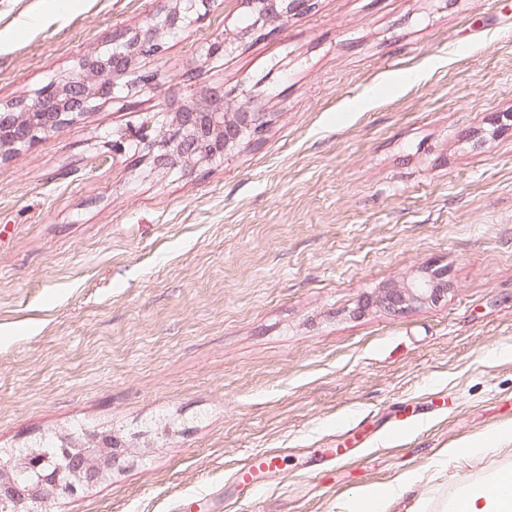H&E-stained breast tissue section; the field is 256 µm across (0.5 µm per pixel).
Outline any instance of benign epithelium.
Masks as SVG:
<instances>
[{
  "instance_id": "benign-epithelium-1",
  "label": "benign epithelium",
  "mask_w": 512,
  "mask_h": 512,
  "mask_svg": "<svg viewBox=\"0 0 512 512\" xmlns=\"http://www.w3.org/2000/svg\"><path fill=\"white\" fill-rule=\"evenodd\" d=\"M217 0H178V6L144 28L128 32L122 42L84 55L70 75L38 89L34 98L16 100L0 107V157L16 146L31 145L49 136L62 124L86 111L99 99L112 96L119 87L132 95L156 80L155 75L137 71L136 62L161 51V34L181 30L186 21L209 11ZM308 0H245L252 14L249 26L238 38L264 36L268 26L283 23L307 8ZM270 113L251 98L239 102L220 93L191 97L163 114L155 137L148 128L130 126L121 135L118 148L126 142L148 144L154 151L156 169H193L210 163L263 132ZM447 292L444 273L424 275L411 282L388 283L360 309L373 306L391 312L415 304L437 302ZM116 465L115 449L100 444L82 455H73L68 442L52 462L32 450L17 457L0 456V512H41L39 507L78 486L96 483Z\"/></svg>"
}]
</instances>
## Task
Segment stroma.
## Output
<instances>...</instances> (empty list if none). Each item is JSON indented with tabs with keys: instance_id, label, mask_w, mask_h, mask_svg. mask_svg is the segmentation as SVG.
Here are the masks:
<instances>
[{
	"instance_id": "35a3bbf8",
	"label": "stroma",
	"mask_w": 512,
	"mask_h": 512,
	"mask_svg": "<svg viewBox=\"0 0 512 512\" xmlns=\"http://www.w3.org/2000/svg\"><path fill=\"white\" fill-rule=\"evenodd\" d=\"M174 5L0 0V104ZM249 14L217 0L138 60L155 85L0 160V453L127 448L49 512H342L408 472L387 512H439L512 465V0H309L207 59ZM231 91L272 120L222 159L112 149ZM435 270L441 301L355 315Z\"/></svg>"
}]
</instances>
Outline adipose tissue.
<instances>
[{"label":"adipose tissue","instance_id":"ef3b65f1","mask_svg":"<svg viewBox=\"0 0 512 512\" xmlns=\"http://www.w3.org/2000/svg\"><path fill=\"white\" fill-rule=\"evenodd\" d=\"M445 512H512V467L491 471L479 484L466 485L444 504Z\"/></svg>","mask_w":512,"mask_h":512}]
</instances>
